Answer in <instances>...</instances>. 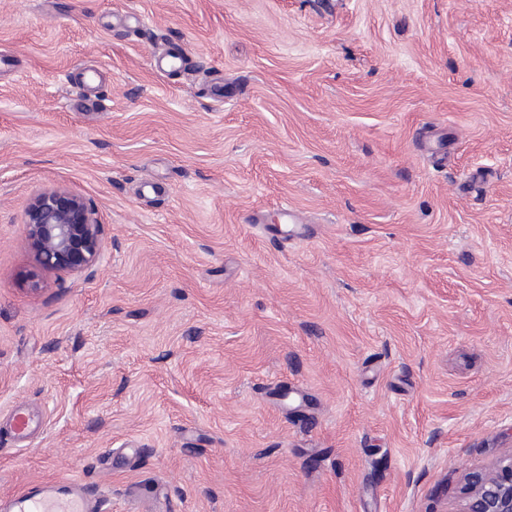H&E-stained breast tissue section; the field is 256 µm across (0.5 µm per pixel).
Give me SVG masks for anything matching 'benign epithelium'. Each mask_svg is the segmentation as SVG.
<instances>
[{"label": "benign epithelium", "mask_w": 512, "mask_h": 512, "mask_svg": "<svg viewBox=\"0 0 512 512\" xmlns=\"http://www.w3.org/2000/svg\"><path fill=\"white\" fill-rule=\"evenodd\" d=\"M28 246L47 273L78 274L96 264L105 243L94 207L64 188L39 191L24 213ZM451 512H512V449L465 473Z\"/></svg>", "instance_id": "benign-epithelium-1"}]
</instances>
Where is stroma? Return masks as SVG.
<instances>
[{"label":"stroma","mask_w":512,"mask_h":512,"mask_svg":"<svg viewBox=\"0 0 512 512\" xmlns=\"http://www.w3.org/2000/svg\"><path fill=\"white\" fill-rule=\"evenodd\" d=\"M0 56V497L451 512L512 449V0H0ZM23 219L28 246L44 272L78 274L103 255L105 243L96 210L67 189L39 191Z\"/></svg>","instance_id":"obj_1"}]
</instances>
